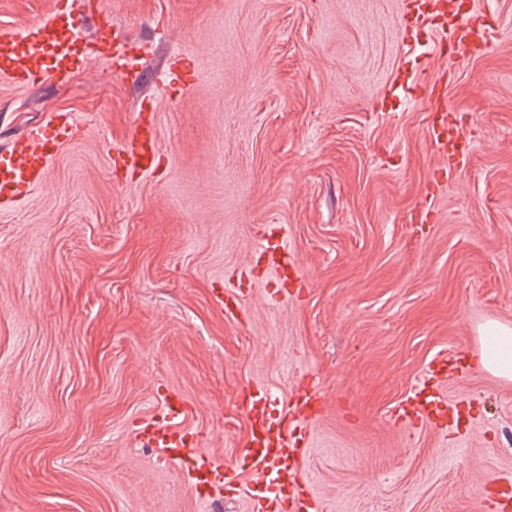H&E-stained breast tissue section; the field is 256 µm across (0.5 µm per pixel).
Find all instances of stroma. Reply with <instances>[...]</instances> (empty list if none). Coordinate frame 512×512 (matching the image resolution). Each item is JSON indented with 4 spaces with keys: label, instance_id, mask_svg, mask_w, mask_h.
Returning <instances> with one entry per match:
<instances>
[{
    "label": "stroma",
    "instance_id": "obj_1",
    "mask_svg": "<svg viewBox=\"0 0 512 512\" xmlns=\"http://www.w3.org/2000/svg\"><path fill=\"white\" fill-rule=\"evenodd\" d=\"M54 0H0V31ZM74 0L116 61L0 84V142L71 113L42 187L0 210V512L204 505L144 447L166 394L231 465L267 390L323 512H489L512 479V382L473 371L512 325V0L491 48L438 64L402 0ZM470 141L439 157L435 97ZM155 125L141 172L119 148ZM293 253L288 272L254 250ZM442 393L430 420L396 418Z\"/></svg>",
    "mask_w": 512,
    "mask_h": 512
}]
</instances>
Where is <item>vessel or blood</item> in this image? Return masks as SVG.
<instances>
[{"instance_id": "1", "label": "vessel or blood", "mask_w": 512, "mask_h": 512, "mask_svg": "<svg viewBox=\"0 0 512 512\" xmlns=\"http://www.w3.org/2000/svg\"><path fill=\"white\" fill-rule=\"evenodd\" d=\"M406 9L414 20L429 17L447 28L453 55H470L477 30L468 0H407ZM82 41L80 18L68 0H55L47 21L19 34H0V78L18 89L36 86L48 76L65 78L73 62L72 46ZM68 120V115H59L56 130L32 129L0 149L1 201L44 183L52 158L66 141ZM155 150V132L141 129L126 154L133 167L146 172L152 168ZM266 404L267 397L261 394L244 410L248 435L240 456L250 466L254 512H311L297 475L300 450L287 429L272 420ZM188 416L186 404L167 401L162 421L142 429L144 442L159 450L165 463L184 472L190 489L235 487L236 469L198 453L201 434L187 425Z\"/></svg>"}]
</instances>
